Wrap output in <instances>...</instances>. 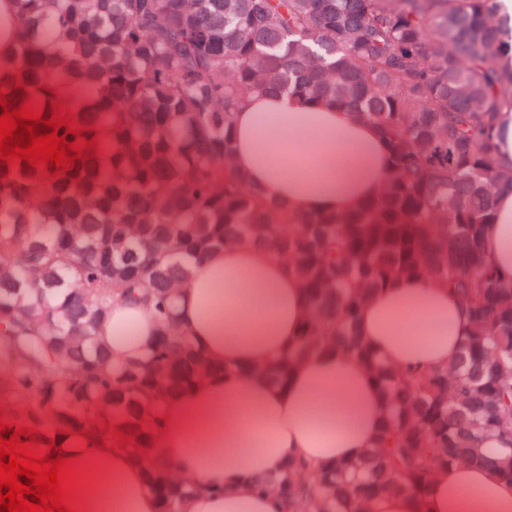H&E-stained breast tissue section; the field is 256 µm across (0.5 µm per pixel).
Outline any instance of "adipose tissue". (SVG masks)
<instances>
[{"instance_id":"1","label":"adipose tissue","mask_w":512,"mask_h":512,"mask_svg":"<svg viewBox=\"0 0 512 512\" xmlns=\"http://www.w3.org/2000/svg\"><path fill=\"white\" fill-rule=\"evenodd\" d=\"M234 164L252 185L297 216L346 213L380 188L390 163L386 137L350 111L292 95L251 96L233 116ZM486 257L512 274V188L494 197ZM190 346L220 371L166 399L149 458L126 449L88 448L76 435L59 452L78 459L74 512H159L148 488L158 467L192 474L183 512H284L277 496L254 489L299 460L318 470L358 458L378 435L385 397L361 360L329 349L298 362L286 386L260 366L292 347L308 301L270 250L216 249L187 267L178 302ZM447 289L398 278L366 303L359 336L389 365L442 368L470 332ZM157 325L139 304L116 301L97 338L113 361L145 357ZM369 512H512V485L487 465L448 469L423 494L381 497Z\"/></svg>"}]
</instances>
